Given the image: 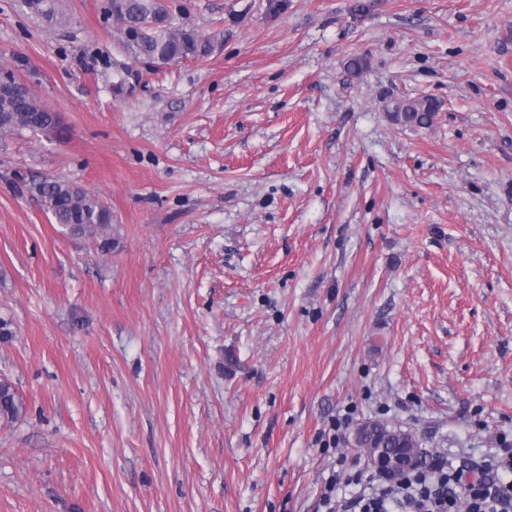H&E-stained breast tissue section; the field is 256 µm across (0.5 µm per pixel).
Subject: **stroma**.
I'll list each match as a JSON object with an SVG mask.
<instances>
[{
    "instance_id": "obj_1",
    "label": "stroma",
    "mask_w": 512,
    "mask_h": 512,
    "mask_svg": "<svg viewBox=\"0 0 512 512\" xmlns=\"http://www.w3.org/2000/svg\"><path fill=\"white\" fill-rule=\"evenodd\" d=\"M106 3L0 0L68 130L0 135V512H324L362 422L451 468L512 443V0H166L211 47L164 65ZM20 7L32 16L52 22L57 18L62 0H19ZM408 101L409 104L400 112H388L390 119L396 124L405 126L421 128L431 126L440 110V104L428 97L408 99ZM55 224L66 228L74 237L101 238V248H109L112 238V212L98 197L67 180L51 178L33 184ZM23 412V403L11 383L0 381V418L17 420Z\"/></svg>"
}]
</instances>
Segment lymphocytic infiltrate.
<instances>
[{
	"label": "lymphocytic infiltrate",
	"instance_id": "obj_1",
	"mask_svg": "<svg viewBox=\"0 0 512 512\" xmlns=\"http://www.w3.org/2000/svg\"><path fill=\"white\" fill-rule=\"evenodd\" d=\"M345 506L348 512H512V448L474 472L435 462L399 482L360 484Z\"/></svg>",
	"mask_w": 512,
	"mask_h": 512
}]
</instances>
